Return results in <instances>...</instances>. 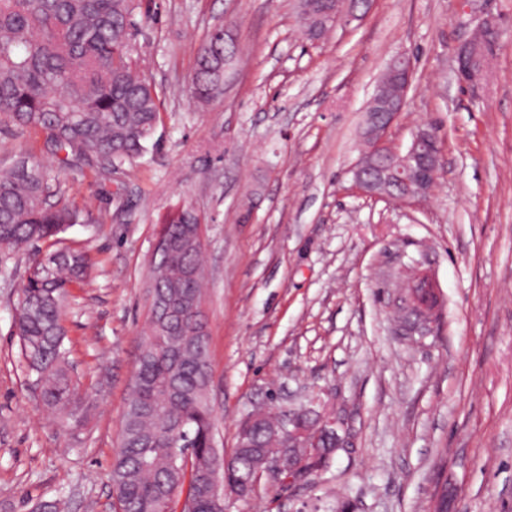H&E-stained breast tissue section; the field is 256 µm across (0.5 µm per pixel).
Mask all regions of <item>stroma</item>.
<instances>
[{"instance_id": "obj_1", "label": "stroma", "mask_w": 512, "mask_h": 512, "mask_svg": "<svg viewBox=\"0 0 512 512\" xmlns=\"http://www.w3.org/2000/svg\"><path fill=\"white\" fill-rule=\"evenodd\" d=\"M136 42L161 99L147 152L119 173L57 170L40 133L0 127V163L29 154L92 219L0 250V512H113L110 471L149 305L160 227L191 209L204 228L209 398L219 451L277 397L332 399L351 434L317 477L261 479L228 512H512V0H372L362 20L309 41L296 0H142ZM496 17L503 39L479 89L456 51ZM232 51L219 94L193 99L197 54ZM410 58L405 108L442 143L432 194H361L363 111L391 60ZM87 251L63 320L85 425L43 403L14 326L35 256ZM437 284L420 335L395 320L414 272Z\"/></svg>"}]
</instances>
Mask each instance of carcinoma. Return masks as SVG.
Listing matches in <instances>:
<instances>
[{
	"label": "carcinoma",
	"mask_w": 512,
	"mask_h": 512,
	"mask_svg": "<svg viewBox=\"0 0 512 512\" xmlns=\"http://www.w3.org/2000/svg\"><path fill=\"white\" fill-rule=\"evenodd\" d=\"M137 8L138 0H0V122L43 134L61 170L84 159L116 170L147 151L160 99L131 39ZM223 80L224 32L218 30L200 50L191 96L209 100ZM52 181L30 157L0 168L1 249L53 238L90 219L88 210L49 203ZM184 230L179 218L168 222L169 245L149 270L163 301L147 318L112 461V491L123 512H162L171 494L185 486L196 512H225L208 495L215 442L201 370L208 346L188 305L190 298L203 297L205 273L201 254L178 243ZM93 267L92 258L76 250L35 258L15 312L22 353L45 404L76 425L83 407L67 368L62 320L69 289ZM188 267L196 270L192 279L184 277ZM181 431L195 443L188 474L171 460V443ZM250 434L258 447L234 449L226 468L234 491L243 489L262 461L271 424L258 420ZM320 447L306 467L328 466L336 441L323 439Z\"/></svg>",
	"instance_id": "obj_1"
}]
</instances>
